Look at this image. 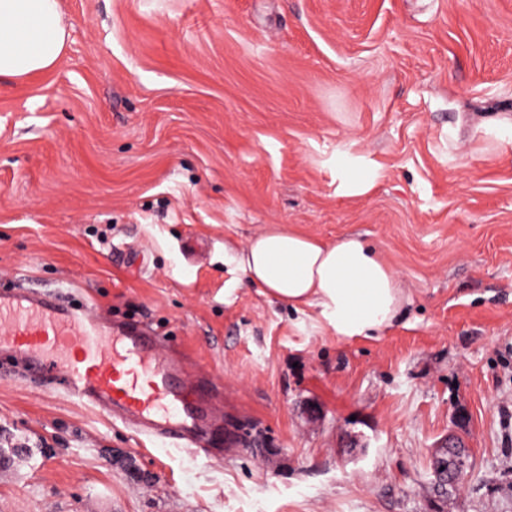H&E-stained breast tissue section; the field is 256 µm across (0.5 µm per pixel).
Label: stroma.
<instances>
[{
	"mask_svg": "<svg viewBox=\"0 0 512 512\" xmlns=\"http://www.w3.org/2000/svg\"><path fill=\"white\" fill-rule=\"evenodd\" d=\"M61 8L56 68L0 82V284L156 329L224 448L0 370V512H512V0ZM269 224L361 236L410 303L336 339L237 266Z\"/></svg>",
	"mask_w": 512,
	"mask_h": 512,
	"instance_id": "1",
	"label": "stroma"
}]
</instances>
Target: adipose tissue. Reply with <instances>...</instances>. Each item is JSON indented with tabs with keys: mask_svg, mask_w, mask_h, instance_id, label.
I'll return each mask as SVG.
<instances>
[{
	"mask_svg": "<svg viewBox=\"0 0 512 512\" xmlns=\"http://www.w3.org/2000/svg\"><path fill=\"white\" fill-rule=\"evenodd\" d=\"M68 37L60 0H0V81L54 69ZM238 263L251 286L288 310L312 309L340 340L384 332L410 300L380 251L354 235L323 241L274 224Z\"/></svg>",
	"mask_w": 512,
	"mask_h": 512,
	"instance_id": "1",
	"label": "adipose tissue"
}]
</instances>
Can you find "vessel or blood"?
Here are the masks:
<instances>
[{"instance_id":"1","label":"vessel or blood","mask_w":512,"mask_h":512,"mask_svg":"<svg viewBox=\"0 0 512 512\" xmlns=\"http://www.w3.org/2000/svg\"><path fill=\"white\" fill-rule=\"evenodd\" d=\"M163 342L141 322L73 308L54 293L0 292V350L137 433L210 456L222 435L201 434L199 422L212 386L204 379L186 383L162 353Z\"/></svg>"}]
</instances>
